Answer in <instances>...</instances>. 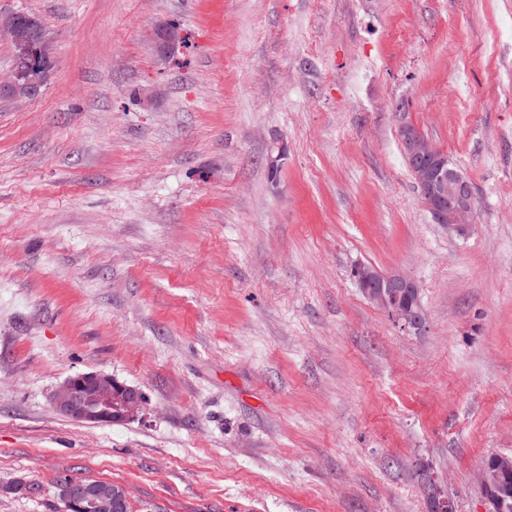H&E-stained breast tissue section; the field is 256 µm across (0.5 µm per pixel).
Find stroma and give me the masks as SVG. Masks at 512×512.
<instances>
[{
  "mask_svg": "<svg viewBox=\"0 0 512 512\" xmlns=\"http://www.w3.org/2000/svg\"><path fill=\"white\" fill-rule=\"evenodd\" d=\"M12 14L51 68L0 88V512H65L64 477L132 512H428L423 464L485 512L477 472L512 455V0ZM404 123L470 180L469 235L432 222ZM363 265L416 282L423 329L365 299ZM84 372L139 413L61 415Z\"/></svg>",
  "mask_w": 512,
  "mask_h": 512,
  "instance_id": "obj_1",
  "label": "stroma"
}]
</instances>
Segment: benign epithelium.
<instances>
[{"label":"benign epithelium","mask_w":512,"mask_h":512,"mask_svg":"<svg viewBox=\"0 0 512 512\" xmlns=\"http://www.w3.org/2000/svg\"><path fill=\"white\" fill-rule=\"evenodd\" d=\"M0 28L24 49L41 51V31L32 20L23 22L16 15L0 20ZM401 131L411 173L418 181L432 187L427 207L435 223L460 237L466 236L475 224L471 183L448 174L446 157L423 135L406 127ZM357 281L364 297L387 313L394 323L404 328H422L425 314L418 298V286L413 280L362 267ZM53 403L64 416L87 424L123 421L142 405L140 392L97 372L81 373L65 380L55 390ZM511 470L512 457L492 455L478 471V480L490 489ZM59 489L63 502L80 512H127L129 499L125 491L112 483L65 478L59 483Z\"/></svg>","instance_id":"benign-epithelium-1"}]
</instances>
